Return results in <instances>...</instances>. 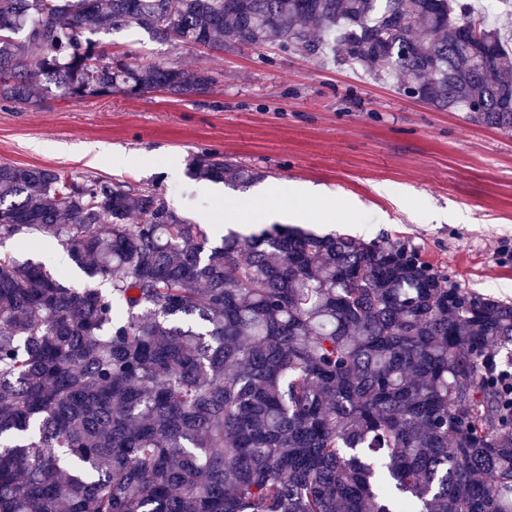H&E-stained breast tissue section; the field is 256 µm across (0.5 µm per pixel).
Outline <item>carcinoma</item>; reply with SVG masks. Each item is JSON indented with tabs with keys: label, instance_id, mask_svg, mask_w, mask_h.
I'll return each instance as SVG.
<instances>
[{
	"label": "carcinoma",
	"instance_id": "carcinoma-1",
	"mask_svg": "<svg viewBox=\"0 0 512 512\" xmlns=\"http://www.w3.org/2000/svg\"><path fill=\"white\" fill-rule=\"evenodd\" d=\"M401 77L512 132V40L452 0H0V101L196 96L99 35ZM194 180L256 172L205 151ZM139 217L136 224L132 216ZM0 512H512V303L401 242L273 224L211 243L154 190L0 162ZM28 257L43 259L51 263L61 274L62 280L74 288L94 287L95 283L86 278L80 271L72 268L67 261L66 255L59 248L40 249L35 247L27 251Z\"/></svg>",
	"mask_w": 512,
	"mask_h": 512
}]
</instances>
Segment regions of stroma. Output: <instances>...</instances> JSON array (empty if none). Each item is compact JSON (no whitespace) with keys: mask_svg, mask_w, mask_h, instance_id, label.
Segmentation results:
<instances>
[{"mask_svg":"<svg viewBox=\"0 0 512 512\" xmlns=\"http://www.w3.org/2000/svg\"><path fill=\"white\" fill-rule=\"evenodd\" d=\"M103 41L115 53L209 69L218 81L191 98L0 103V161L157 190L216 242L232 229L258 231L257 190L320 187L335 215L308 214L291 194L284 202L297 224L415 246L451 283L512 301V132L405 97L395 81L283 54L273 41L204 53L137 27ZM204 151L259 180L241 190L189 179L191 157Z\"/></svg>","mask_w":512,"mask_h":512,"instance_id":"obj_1","label":"stroma"}]
</instances>
